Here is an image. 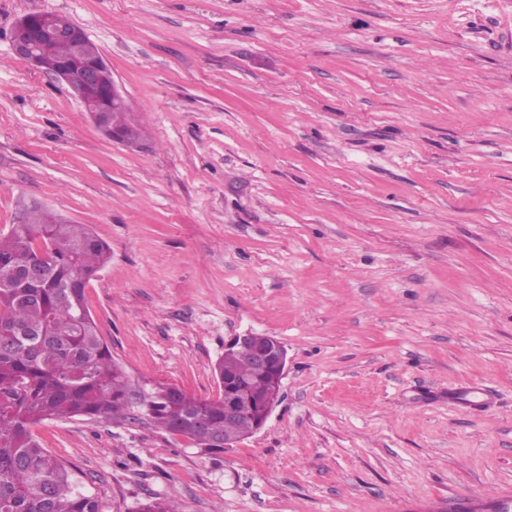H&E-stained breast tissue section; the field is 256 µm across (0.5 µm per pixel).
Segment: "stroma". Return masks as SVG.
<instances>
[{
  "mask_svg": "<svg viewBox=\"0 0 512 512\" xmlns=\"http://www.w3.org/2000/svg\"><path fill=\"white\" fill-rule=\"evenodd\" d=\"M84 29L142 144L15 57ZM37 205L135 379L213 398L232 337L287 350L264 427H33L100 512H443L512 496V0H0V232ZM482 383L489 405L449 394Z\"/></svg>",
  "mask_w": 512,
  "mask_h": 512,
  "instance_id": "35a3bbf8",
  "label": "stroma"
}]
</instances>
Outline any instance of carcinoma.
Masks as SVG:
<instances>
[{"mask_svg": "<svg viewBox=\"0 0 512 512\" xmlns=\"http://www.w3.org/2000/svg\"><path fill=\"white\" fill-rule=\"evenodd\" d=\"M121 132L136 147L142 132L123 108H108L104 133ZM112 252L86 224H68L33 208L0 233V512H99L97 499L67 465L43 448L31 426L80 417L96 423L146 422L185 435L208 450L224 449V385L247 379L260 393L271 380L252 373L246 353L216 361L219 387L200 400L168 384L138 391L100 336L86 289ZM39 265L37 282L11 277ZM204 419V435L192 424ZM137 512H179L176 502L149 499Z\"/></svg>", "mask_w": 512, "mask_h": 512, "instance_id": "cac0c4a2", "label": "carcinoma"}]
</instances>
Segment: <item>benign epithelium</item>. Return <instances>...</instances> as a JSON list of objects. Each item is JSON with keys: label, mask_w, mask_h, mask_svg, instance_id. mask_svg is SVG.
Instances as JSON below:
<instances>
[{"label": "benign epithelium", "mask_w": 512, "mask_h": 512, "mask_svg": "<svg viewBox=\"0 0 512 512\" xmlns=\"http://www.w3.org/2000/svg\"><path fill=\"white\" fill-rule=\"evenodd\" d=\"M83 35L85 31L78 25H56L50 12L31 13L16 23L12 32V50L32 66L67 84L84 111L95 121L104 112L105 103L116 106L124 102V97L104 59L89 61L80 53V37ZM57 43H66L73 48L72 56L64 67L49 62V50ZM250 363L255 373H272L280 382L286 373L287 350L273 337L267 347L251 349ZM245 392L244 385L224 391V427H235L251 414L243 401ZM280 396L281 388L275 387L257 400V404L263 407V418L252 423L251 433L263 428Z\"/></svg>", "instance_id": "7a95c632"}]
</instances>
